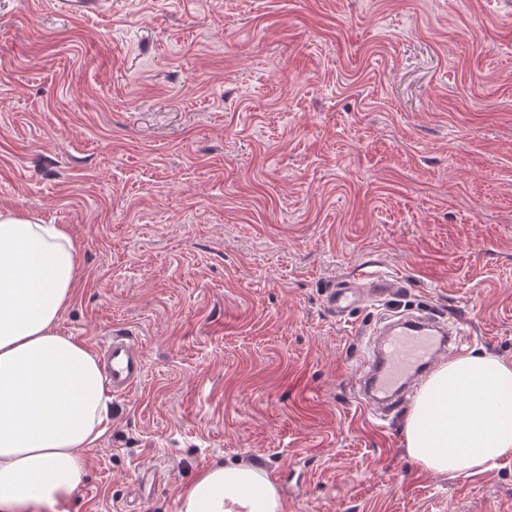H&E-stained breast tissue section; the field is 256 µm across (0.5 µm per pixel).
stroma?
I'll use <instances>...</instances> for the list:
<instances>
[{
    "mask_svg": "<svg viewBox=\"0 0 512 512\" xmlns=\"http://www.w3.org/2000/svg\"><path fill=\"white\" fill-rule=\"evenodd\" d=\"M0 206L80 242L60 332L146 360L64 512L217 462L284 512H512V458L427 472L355 387L393 312L512 359V0H0ZM367 271L406 288L332 317Z\"/></svg>",
    "mask_w": 512,
    "mask_h": 512,
    "instance_id": "1",
    "label": "stroma"
}]
</instances>
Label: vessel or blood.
<instances>
[{
  "mask_svg": "<svg viewBox=\"0 0 512 512\" xmlns=\"http://www.w3.org/2000/svg\"><path fill=\"white\" fill-rule=\"evenodd\" d=\"M404 283L396 277L369 273L360 281L339 283L328 293L325 303L337 318L368 300L397 294ZM460 342L458 329L427 318L405 316L383 319L368 340L369 349L358 377L360 400L373 419L383 411L402 405L412 383L440 354L451 351ZM102 354L103 371L113 394L131 391L146 372L145 358L137 342L126 333L112 331Z\"/></svg>",
  "mask_w": 512,
  "mask_h": 512,
  "instance_id": "1",
  "label": "vessel or blood"
}]
</instances>
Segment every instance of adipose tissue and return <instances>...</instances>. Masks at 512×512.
I'll use <instances>...</instances> for the list:
<instances>
[{"instance_id": "1", "label": "adipose tissue", "mask_w": 512, "mask_h": 512, "mask_svg": "<svg viewBox=\"0 0 512 512\" xmlns=\"http://www.w3.org/2000/svg\"><path fill=\"white\" fill-rule=\"evenodd\" d=\"M79 242L60 224L0 207V512H58L106 429L103 372L58 324L78 282ZM512 360L470 350L423 381L405 423L409 455L436 474L512 457ZM180 512H284L267 477L242 464L203 471Z\"/></svg>"}]
</instances>
